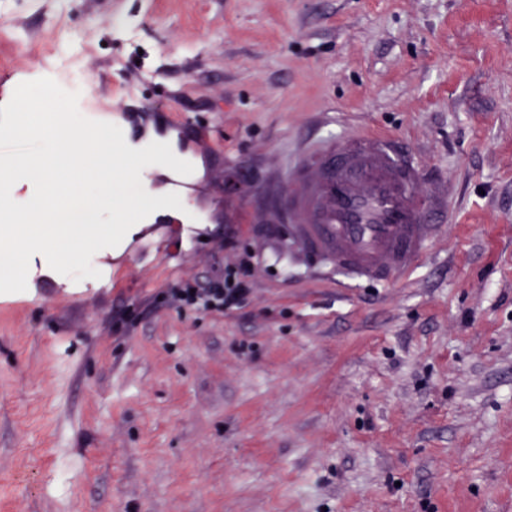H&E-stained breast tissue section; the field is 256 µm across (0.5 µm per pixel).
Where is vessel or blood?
I'll return each mask as SVG.
<instances>
[{"instance_id": "obj_1", "label": "vessel or blood", "mask_w": 512, "mask_h": 512, "mask_svg": "<svg viewBox=\"0 0 512 512\" xmlns=\"http://www.w3.org/2000/svg\"><path fill=\"white\" fill-rule=\"evenodd\" d=\"M420 168L387 135H333L288 174L281 220L320 265L389 285L406 275L432 235L426 212L440 195L416 186Z\"/></svg>"}]
</instances>
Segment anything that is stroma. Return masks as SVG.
<instances>
[{"mask_svg":"<svg viewBox=\"0 0 512 512\" xmlns=\"http://www.w3.org/2000/svg\"><path fill=\"white\" fill-rule=\"evenodd\" d=\"M57 25L80 111L181 130L210 221L0 297V512H512V0H0V155L16 82L68 81L26 48ZM338 132L448 185L406 280L321 270L271 207ZM240 253L243 310L168 303Z\"/></svg>","mask_w":512,"mask_h":512,"instance_id":"1","label":"stroma"}]
</instances>
